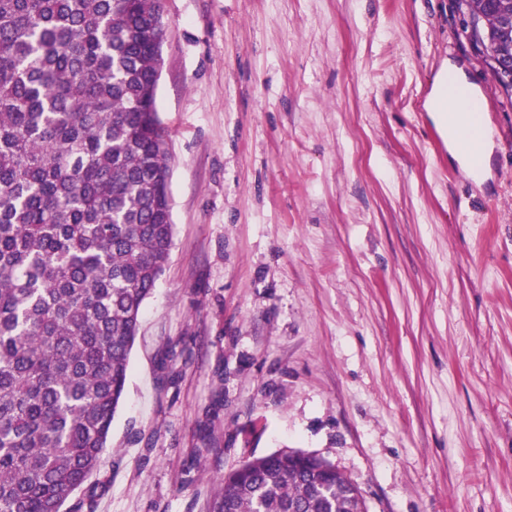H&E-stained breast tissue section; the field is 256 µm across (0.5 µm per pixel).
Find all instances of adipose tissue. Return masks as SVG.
Returning <instances> with one entry per match:
<instances>
[{
  "label": "adipose tissue",
  "instance_id": "1",
  "mask_svg": "<svg viewBox=\"0 0 512 512\" xmlns=\"http://www.w3.org/2000/svg\"><path fill=\"white\" fill-rule=\"evenodd\" d=\"M426 108L448 136V149L462 165H473L475 177H482L490 166L493 144L489 134L472 135L465 101L448 93V74L440 72L434 80Z\"/></svg>",
  "mask_w": 512,
  "mask_h": 512
}]
</instances>
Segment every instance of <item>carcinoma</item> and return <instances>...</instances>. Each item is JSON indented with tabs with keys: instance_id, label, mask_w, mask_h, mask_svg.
I'll return each instance as SVG.
<instances>
[{
	"instance_id": "obj_1",
	"label": "carcinoma",
	"mask_w": 512,
	"mask_h": 512,
	"mask_svg": "<svg viewBox=\"0 0 512 512\" xmlns=\"http://www.w3.org/2000/svg\"><path fill=\"white\" fill-rule=\"evenodd\" d=\"M486 61L507 45L493 0ZM161 0H0V512H63L99 467L174 233L156 109ZM211 512H364L288 451Z\"/></svg>"
}]
</instances>
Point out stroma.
<instances>
[{
    "instance_id": "35a3bbf8",
    "label": "stroma",
    "mask_w": 512,
    "mask_h": 512,
    "mask_svg": "<svg viewBox=\"0 0 512 512\" xmlns=\"http://www.w3.org/2000/svg\"><path fill=\"white\" fill-rule=\"evenodd\" d=\"M174 237L94 512H210L316 454L369 512H512V89L463 0H162ZM492 130L476 184L425 109Z\"/></svg>"
}]
</instances>
